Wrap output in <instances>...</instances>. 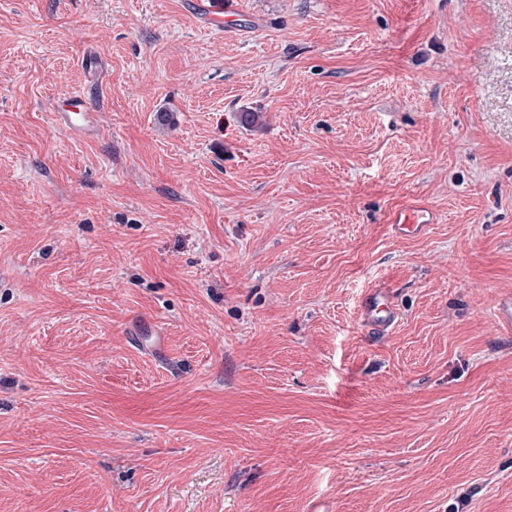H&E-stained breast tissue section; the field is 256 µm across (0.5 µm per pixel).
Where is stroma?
<instances>
[{
  "instance_id": "35a3bbf8",
  "label": "stroma",
  "mask_w": 512,
  "mask_h": 512,
  "mask_svg": "<svg viewBox=\"0 0 512 512\" xmlns=\"http://www.w3.org/2000/svg\"><path fill=\"white\" fill-rule=\"evenodd\" d=\"M224 2L0 0V512H512V0ZM62 103L54 106L53 119L56 124L65 126L72 131H80L86 126L96 124V110L99 106L93 107L85 94L66 98L62 100ZM433 220V213L425 205L415 203L394 212L389 223L398 230L418 231L423 224H431ZM360 307L362 321L378 335H386L400 319L391 291L384 286L372 288L364 296Z\"/></svg>"
}]
</instances>
